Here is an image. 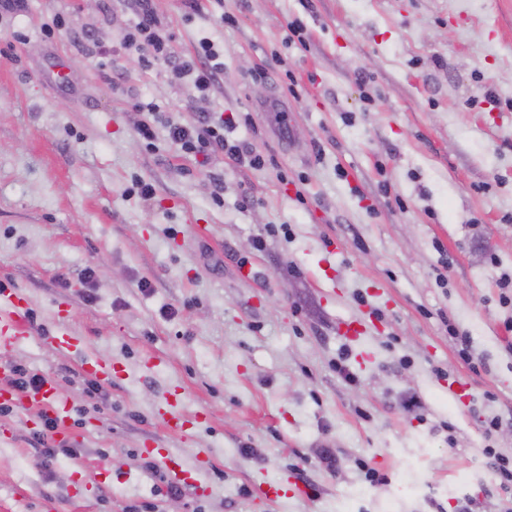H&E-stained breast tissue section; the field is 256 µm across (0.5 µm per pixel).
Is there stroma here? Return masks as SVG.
Listing matches in <instances>:
<instances>
[{
	"instance_id": "1",
	"label": "stroma",
	"mask_w": 512,
	"mask_h": 512,
	"mask_svg": "<svg viewBox=\"0 0 512 512\" xmlns=\"http://www.w3.org/2000/svg\"><path fill=\"white\" fill-rule=\"evenodd\" d=\"M154 7L168 62L120 49L133 0L0 14V282L36 314L0 364L53 377L73 432L49 462L0 412V512H503L486 451L512 459V0ZM204 37L224 59L205 96L177 68ZM203 112L265 165L168 142ZM89 360L115 369L104 397ZM172 403L206 417L171 430ZM148 448L190 473L180 496Z\"/></svg>"
}]
</instances>
